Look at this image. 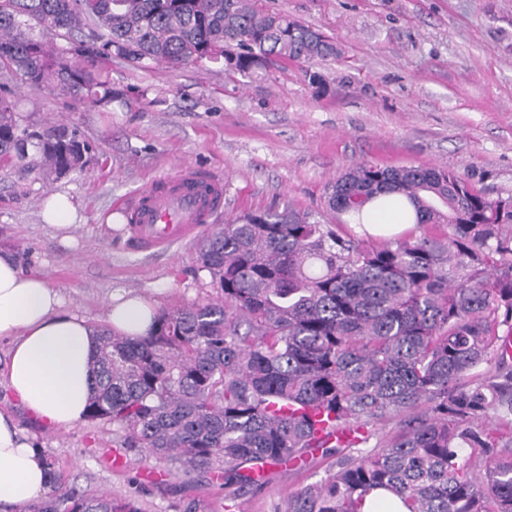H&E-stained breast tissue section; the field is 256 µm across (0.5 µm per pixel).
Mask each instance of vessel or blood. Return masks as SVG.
Here are the masks:
<instances>
[{"label":"vessel or blood","mask_w":512,"mask_h":512,"mask_svg":"<svg viewBox=\"0 0 512 512\" xmlns=\"http://www.w3.org/2000/svg\"><path fill=\"white\" fill-rule=\"evenodd\" d=\"M224 206L222 178L184 165L144 189L128 215V238L140 252H160L197 235Z\"/></svg>","instance_id":"obj_1"}]
</instances>
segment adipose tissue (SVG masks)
I'll use <instances>...</instances> for the list:
<instances>
[{"label":"adipose tissue","instance_id":"obj_1","mask_svg":"<svg viewBox=\"0 0 512 512\" xmlns=\"http://www.w3.org/2000/svg\"><path fill=\"white\" fill-rule=\"evenodd\" d=\"M358 233L391 237L415 224L412 208L397 195L366 203ZM158 305L133 290L109 294L108 331L128 336L151 333ZM0 339L11 342L6 373L9 389L46 427L71 428L82 422L94 383L96 328L70 310L60 289L24 271L10 252L0 250ZM48 486L44 456L9 415L0 413V505L21 507Z\"/></svg>","mask_w":512,"mask_h":512}]
</instances>
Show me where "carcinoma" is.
Returning <instances> with one entry per match:
<instances>
[{
    "mask_svg": "<svg viewBox=\"0 0 512 512\" xmlns=\"http://www.w3.org/2000/svg\"><path fill=\"white\" fill-rule=\"evenodd\" d=\"M57 37L69 47L48 48ZM112 56L138 68L223 61L245 76L333 58L336 45L255 0H0L3 76L101 102L112 88L90 67ZM16 114L3 83L1 166L35 181L82 169L77 129L31 140ZM386 194L410 204L420 234L343 238L288 206L204 236L217 299L158 312L146 337L99 333L87 418L112 423L121 447L220 486L254 485L309 448L338 455L288 512H362L377 488L408 512H512V365L496 345L512 338V212L452 170L367 163L336 180L329 204L358 214ZM494 355L496 373L476 374ZM311 409L325 413L322 437ZM492 411L495 428H478ZM383 418L400 434L344 454ZM44 459L48 491L26 512H137L65 487Z\"/></svg>",
    "mask_w": 512,
    "mask_h": 512,
    "instance_id": "obj_1",
    "label": "carcinoma"
}]
</instances>
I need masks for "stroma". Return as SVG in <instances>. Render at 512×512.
Masks as SVG:
<instances>
[{"label":"stroma","instance_id":"stroma-1","mask_svg":"<svg viewBox=\"0 0 512 512\" xmlns=\"http://www.w3.org/2000/svg\"><path fill=\"white\" fill-rule=\"evenodd\" d=\"M335 41L337 57L273 66L248 76L222 65L149 69L115 58L93 71L111 100L78 101L13 81L21 125L76 127L90 144L82 170L16 187L0 170V248L65 294L101 326L110 291H138L162 309L215 300L197 239L163 253L127 247L123 208L183 164L227 183L215 225L245 212L292 207L323 224L342 217L327 200L336 179L364 162L447 168L488 198H512V0H256ZM80 218L65 244L43 221L51 194ZM0 410L47 454L62 480L107 493L138 512H288L297 489L324 478L336 458L311 450L302 467L268 468L257 489L210 485L202 473L121 449L110 423L48 429L3 374Z\"/></svg>","mask_w":512,"mask_h":512}]
</instances>
